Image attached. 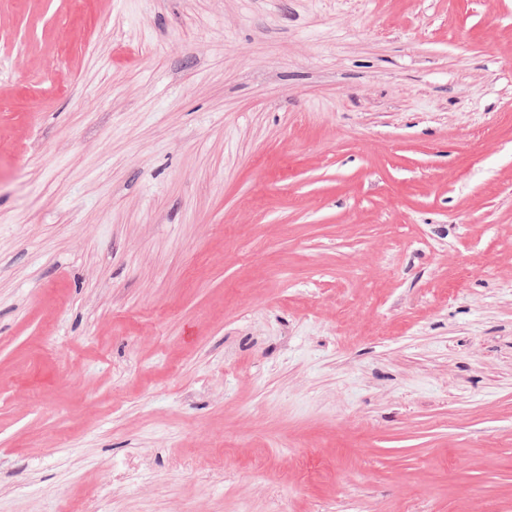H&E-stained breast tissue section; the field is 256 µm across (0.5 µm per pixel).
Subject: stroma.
<instances>
[{
	"instance_id": "1",
	"label": "stroma",
	"mask_w": 512,
	"mask_h": 512,
	"mask_svg": "<svg viewBox=\"0 0 512 512\" xmlns=\"http://www.w3.org/2000/svg\"><path fill=\"white\" fill-rule=\"evenodd\" d=\"M512 512V0H0V512Z\"/></svg>"
}]
</instances>
